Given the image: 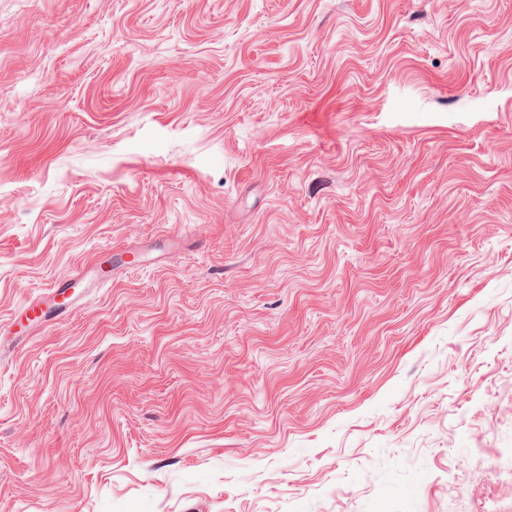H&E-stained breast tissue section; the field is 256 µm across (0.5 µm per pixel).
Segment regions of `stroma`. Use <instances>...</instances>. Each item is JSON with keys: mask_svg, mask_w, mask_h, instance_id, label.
I'll return each mask as SVG.
<instances>
[{"mask_svg": "<svg viewBox=\"0 0 512 512\" xmlns=\"http://www.w3.org/2000/svg\"><path fill=\"white\" fill-rule=\"evenodd\" d=\"M491 505L512 0H0V512Z\"/></svg>", "mask_w": 512, "mask_h": 512, "instance_id": "stroma-1", "label": "stroma"}]
</instances>
